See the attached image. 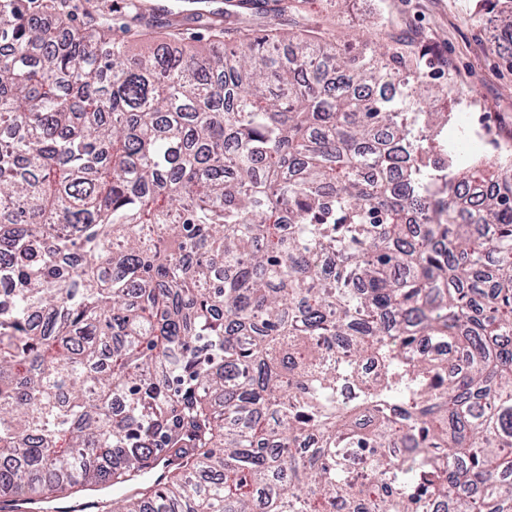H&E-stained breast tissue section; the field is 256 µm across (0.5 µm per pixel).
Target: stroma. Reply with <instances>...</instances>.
<instances>
[{
    "mask_svg": "<svg viewBox=\"0 0 512 512\" xmlns=\"http://www.w3.org/2000/svg\"><path fill=\"white\" fill-rule=\"evenodd\" d=\"M32 0L29 14L52 21L55 13L72 14L77 24L103 28L122 23L130 0ZM146 5L145 27L174 35L177 46L206 41L208 29L194 14L183 12L178 0H140ZM512 10V0H251L249 13L255 30L267 23L291 28L293 22L333 27L340 47L354 38L376 32V19L394 37V46L408 66L418 67L428 86L424 108L447 112L451 119L445 137L456 139L457 112L486 133L480 150L488 156L495 146L512 149V69L505 66L487 21L494 12ZM454 83L456 95L439 89Z\"/></svg>",
    "mask_w": 512,
    "mask_h": 512,
    "instance_id": "1",
    "label": "stroma"
}]
</instances>
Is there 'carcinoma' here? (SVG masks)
<instances>
[{
	"mask_svg": "<svg viewBox=\"0 0 512 512\" xmlns=\"http://www.w3.org/2000/svg\"><path fill=\"white\" fill-rule=\"evenodd\" d=\"M28 11L0 0V502L512 512V154L435 143L374 42L135 55Z\"/></svg>",
	"mask_w": 512,
	"mask_h": 512,
	"instance_id": "1",
	"label": "carcinoma"
}]
</instances>
